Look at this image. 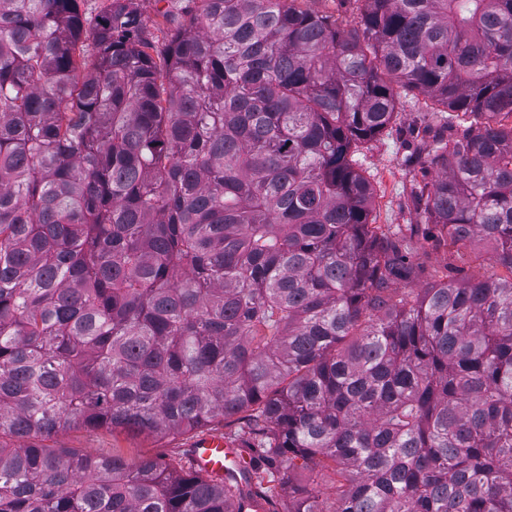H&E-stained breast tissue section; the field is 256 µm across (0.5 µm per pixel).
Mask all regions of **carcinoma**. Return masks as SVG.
<instances>
[{"mask_svg":"<svg viewBox=\"0 0 512 512\" xmlns=\"http://www.w3.org/2000/svg\"><path fill=\"white\" fill-rule=\"evenodd\" d=\"M0 0V512H512V0ZM418 91L425 223L508 276L417 278L356 168ZM252 455L77 454L71 428ZM334 475L335 499L294 460ZM142 3L144 16L148 21V26H150L151 30L155 35L158 36L160 41H162L164 33L155 30L152 25H160L163 31L166 33L168 29L173 28V24L166 22L162 15L157 12V9L161 10L162 12L168 10L171 15L179 17L183 15L185 10L188 8L195 7V4L193 2H188V0H162L158 3L155 0H144ZM295 3L302 9H308L338 18L339 23H342L345 29H350L354 26V18L357 17L360 11L359 9L364 7V3L361 1L357 3H343L338 0H297ZM240 416L221 421L210 432H206L194 439L185 437H131L125 433H113L109 430L89 431L85 429H67L59 432L51 439L44 441L50 448H67L69 450L85 452H102L112 454V451L121 453L128 463L136 464L146 457L178 456L187 448V455L191 465L198 471L215 478L224 477L228 471V464H236L238 458L233 448L247 460L249 451L240 448L241 444L235 440L238 431L244 425ZM210 433H219L210 434ZM232 445V447L224 440ZM193 441V443H192ZM192 444V448H191Z\"/></svg>","mask_w":512,"mask_h":512,"instance_id":"carcinoma-1","label":"carcinoma"}]
</instances>
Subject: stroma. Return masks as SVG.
Returning <instances> with one entry per match:
<instances>
[{"instance_id": "obj_1", "label": "stroma", "mask_w": 512, "mask_h": 512, "mask_svg": "<svg viewBox=\"0 0 512 512\" xmlns=\"http://www.w3.org/2000/svg\"><path fill=\"white\" fill-rule=\"evenodd\" d=\"M444 123V114L423 95L401 97L393 128L381 136L370 150L359 155L363 174L374 189L371 218L382 231L397 225L418 224L422 216L417 211L414 194L418 186L436 175L433 166L421 163L415 152L430 141ZM437 228L418 232L413 237L412 263L422 268L420 286H429L445 279L457 281L473 277L497 279L505 269L496 264L491 244L443 246L438 241ZM54 448H66L78 453H121L128 463L135 464L146 457L178 456L190 447L185 437H131L108 430L89 431L67 429L48 441Z\"/></svg>"}]
</instances>
